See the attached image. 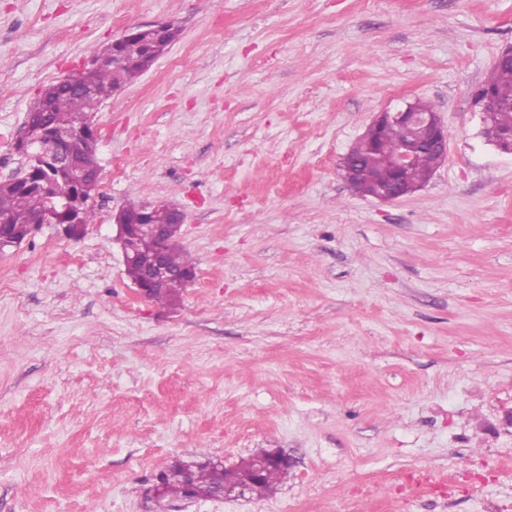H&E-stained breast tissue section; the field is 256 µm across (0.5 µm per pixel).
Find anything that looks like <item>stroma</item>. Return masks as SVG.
<instances>
[{
    "label": "stroma",
    "mask_w": 512,
    "mask_h": 512,
    "mask_svg": "<svg viewBox=\"0 0 512 512\" xmlns=\"http://www.w3.org/2000/svg\"><path fill=\"white\" fill-rule=\"evenodd\" d=\"M157 21L176 41L93 116L96 223L0 254V512H155L175 460L264 449L274 495L170 512H512V154L475 102L512 0H0V181L44 87ZM416 99L447 158L354 193L342 159ZM142 202L186 214L173 308L114 240ZM167 26L169 40L175 41L178 36V30L171 23H168L167 25L165 23H155L146 26H136L129 29L121 38L113 40L111 44H108L105 47H91L90 56H99L109 51L112 52V44L117 42L126 43L131 40L139 39L141 36L152 38L154 43H158L165 38Z\"/></svg>",
    "instance_id": "stroma-1"
}]
</instances>
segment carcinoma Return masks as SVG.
<instances>
[{"label": "carcinoma", "mask_w": 512, "mask_h": 512, "mask_svg": "<svg viewBox=\"0 0 512 512\" xmlns=\"http://www.w3.org/2000/svg\"><path fill=\"white\" fill-rule=\"evenodd\" d=\"M127 62L126 80L135 81L147 64L142 57L141 47L130 42L124 46ZM92 87V93L86 94L75 90L57 87V83L47 86L50 90L49 112L45 115L48 123L55 127H63L75 138L83 166L91 172L100 171V164L95 147L88 145L83 134L88 128V119L98 107L110 99L114 92V79L109 64L89 68L82 73ZM481 88L493 94L495 101L492 106L494 122L498 129L512 130V63L493 65L488 78ZM405 138V133L398 127L387 131L386 138L373 146L361 138L354 145L350 158L359 163V167L370 171L371 175L385 180L390 176L394 152ZM441 164L439 154L429 150H419L409 169L406 171V182L412 187L421 185L427 175ZM58 188L64 192L68 181L64 174L48 166L43 167L32 180L25 185L16 180L0 181V234L7 236H23L30 224L42 214L45 208L46 194L50 188ZM154 250V242L142 239L138 244V258L125 266L126 275L132 282H138L148 265ZM168 262L175 268H192L194 262L190 256L173 246L168 253ZM179 299L177 288H156L151 300L162 305H176ZM254 459L242 461L237 467L227 469L209 462L174 461L162 471L158 478L161 490L156 494L159 507L156 512H166L163 501L167 498H180L184 493L183 476L190 468H195V486L197 494L206 498L213 489L222 486H235L247 483L250 493L259 497L268 496L277 490L278 484L287 473V468L277 464L269 465L262 476L253 478Z\"/></svg>", "instance_id": "1"}]
</instances>
